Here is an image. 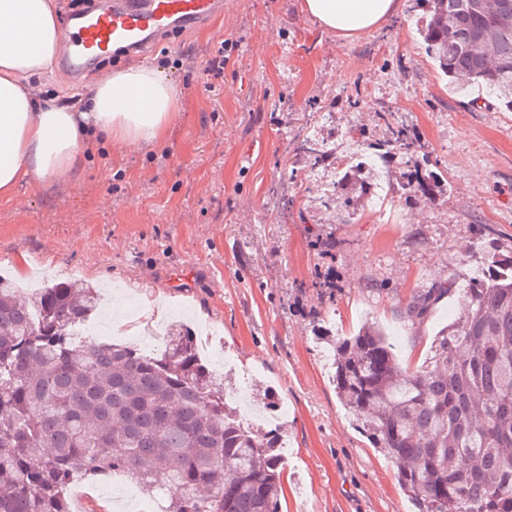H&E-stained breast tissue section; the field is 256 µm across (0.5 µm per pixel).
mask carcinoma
<instances>
[{
    "label": "carcinoma",
    "mask_w": 512,
    "mask_h": 512,
    "mask_svg": "<svg viewBox=\"0 0 512 512\" xmlns=\"http://www.w3.org/2000/svg\"><path fill=\"white\" fill-rule=\"evenodd\" d=\"M426 54L448 79L478 83L512 109V0H415ZM337 184L344 201L367 196L371 160L410 148L406 130L367 142ZM312 165L331 152L307 139ZM449 185L427 159L407 189L433 198ZM488 243L470 278L465 315L443 327L416 371L400 366L378 325L336 338L333 383L353 424L397 468L418 512H512V248L481 224ZM455 289L416 293L405 314L421 324ZM100 297L55 283L33 300L0 277V512H72L69 486L122 473L161 512H280L282 426L244 424L224 396V372L205 363L193 331L173 324L151 356L130 343L78 342Z\"/></svg>",
    "instance_id": "cac0c4a2"
}]
</instances>
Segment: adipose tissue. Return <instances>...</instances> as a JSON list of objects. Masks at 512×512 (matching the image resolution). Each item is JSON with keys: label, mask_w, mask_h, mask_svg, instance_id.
I'll return each mask as SVG.
<instances>
[{"label": "adipose tissue", "mask_w": 512, "mask_h": 512, "mask_svg": "<svg viewBox=\"0 0 512 512\" xmlns=\"http://www.w3.org/2000/svg\"><path fill=\"white\" fill-rule=\"evenodd\" d=\"M400 7V0H304L319 26L349 41ZM58 34L53 0H0V199L22 184L80 174L99 144L136 148L169 137L177 91L147 66L102 77L82 112L35 97L31 82L53 72Z\"/></svg>", "instance_id": "obj_1"}]
</instances>
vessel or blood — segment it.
I'll return each mask as SVG.
<instances>
[{"label": "vessel or blood", "mask_w": 512, "mask_h": 512, "mask_svg": "<svg viewBox=\"0 0 512 512\" xmlns=\"http://www.w3.org/2000/svg\"><path fill=\"white\" fill-rule=\"evenodd\" d=\"M223 12L224 0H112L111 5L67 15L58 57L76 75L117 51L140 59L174 30L208 24Z\"/></svg>", "instance_id": "1"}]
</instances>
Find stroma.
I'll return each instance as SVG.
<instances>
[{
  "instance_id": "1",
  "label": "stroma",
  "mask_w": 512,
  "mask_h": 512,
  "mask_svg": "<svg viewBox=\"0 0 512 512\" xmlns=\"http://www.w3.org/2000/svg\"><path fill=\"white\" fill-rule=\"evenodd\" d=\"M401 3L370 36L345 42L302 0H233L214 25L148 56L180 99L164 145L106 150L76 179L24 184L0 200V274L23 298L70 279L98 287L86 339L155 353L163 337L149 326L180 320L208 364L226 369L231 396L272 389L286 439L281 512H412L395 466L352 426L315 330L323 323L343 337L379 322L401 365L416 370L465 309L461 290L485 253L478 225L512 241V110L495 100L473 108L487 90L447 82L424 52L413 0ZM225 39L230 59L210 91L203 70ZM95 84L57 70L36 91L81 107ZM384 112L410 129L408 158L435 162L448 194L399 189L397 160L388 171L395 223L378 221L369 201L350 214L311 207L318 170L304 139L354 127L386 139ZM313 227L335 235V258L313 249ZM329 273L330 290L321 286ZM451 277L458 293L411 324L412 295ZM152 299L163 318L148 313ZM68 497L112 512L132 499L112 474L80 479Z\"/></svg>"
}]
</instances>
